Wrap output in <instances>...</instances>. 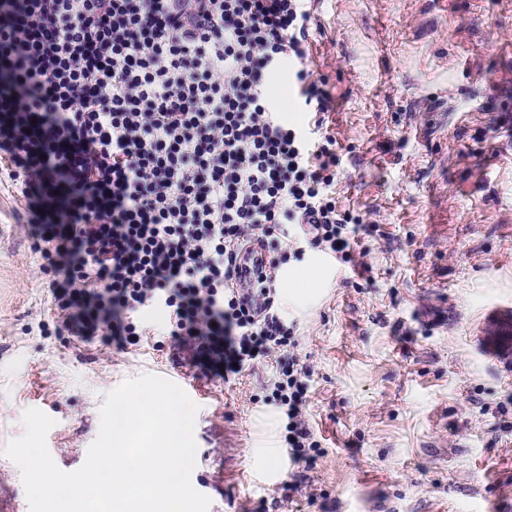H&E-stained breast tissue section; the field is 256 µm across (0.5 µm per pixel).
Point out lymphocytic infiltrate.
Returning <instances> with one entry per match:
<instances>
[{
    "label": "lymphocytic infiltrate",
    "instance_id": "obj_1",
    "mask_svg": "<svg viewBox=\"0 0 512 512\" xmlns=\"http://www.w3.org/2000/svg\"><path fill=\"white\" fill-rule=\"evenodd\" d=\"M305 0H0V175L32 227L62 326L139 346L163 314L175 351L209 377L274 361L266 403L311 469L310 369L274 306L277 261L243 247L350 261L331 188L332 98L308 66ZM287 68L315 115L288 125L269 97Z\"/></svg>",
    "mask_w": 512,
    "mask_h": 512
}]
</instances>
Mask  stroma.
<instances>
[{
  "label": "stroma",
  "mask_w": 512,
  "mask_h": 512,
  "mask_svg": "<svg viewBox=\"0 0 512 512\" xmlns=\"http://www.w3.org/2000/svg\"><path fill=\"white\" fill-rule=\"evenodd\" d=\"M310 68L332 96L340 209L354 257L323 252L318 288L281 304L313 375L324 454L289 493L265 363L196 375L193 488L209 512H512V350L485 313L512 310V0H310ZM22 205L0 180V501L24 495L5 446L24 410L54 419L55 464L79 469L108 392L173 358L58 330ZM265 470L250 483L244 473Z\"/></svg>",
  "instance_id": "1"
}]
</instances>
